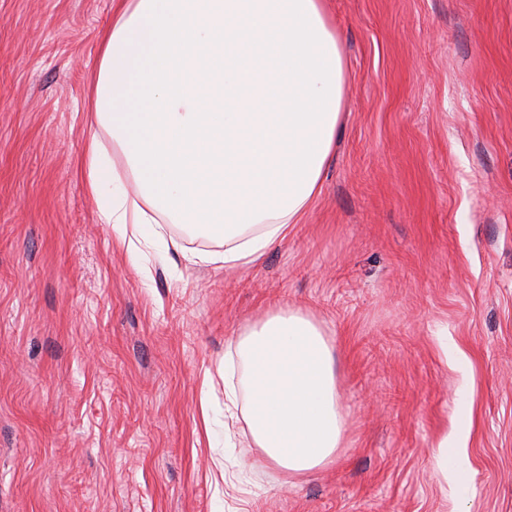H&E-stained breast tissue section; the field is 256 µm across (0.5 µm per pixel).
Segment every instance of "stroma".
<instances>
[{"label":"stroma","mask_w":512,"mask_h":512,"mask_svg":"<svg viewBox=\"0 0 512 512\" xmlns=\"http://www.w3.org/2000/svg\"><path fill=\"white\" fill-rule=\"evenodd\" d=\"M325 8L347 82L321 192L227 271L167 219L129 261L86 194L112 0H0V512H512V0ZM284 305L344 416L297 477L256 465L235 354Z\"/></svg>","instance_id":"obj_1"}]
</instances>
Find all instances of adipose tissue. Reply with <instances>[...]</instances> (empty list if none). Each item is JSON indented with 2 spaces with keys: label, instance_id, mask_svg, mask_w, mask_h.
<instances>
[{
  "label": "adipose tissue",
  "instance_id": "obj_1",
  "mask_svg": "<svg viewBox=\"0 0 512 512\" xmlns=\"http://www.w3.org/2000/svg\"><path fill=\"white\" fill-rule=\"evenodd\" d=\"M93 90L96 123L120 147L128 195L98 135L87 192L129 258L159 236L155 215L223 241L212 263L259 261L321 191L342 118L345 68L323 0H113ZM236 352L260 461L299 476L343 435L335 360L319 324L282 308Z\"/></svg>",
  "mask_w": 512,
  "mask_h": 512
}]
</instances>
